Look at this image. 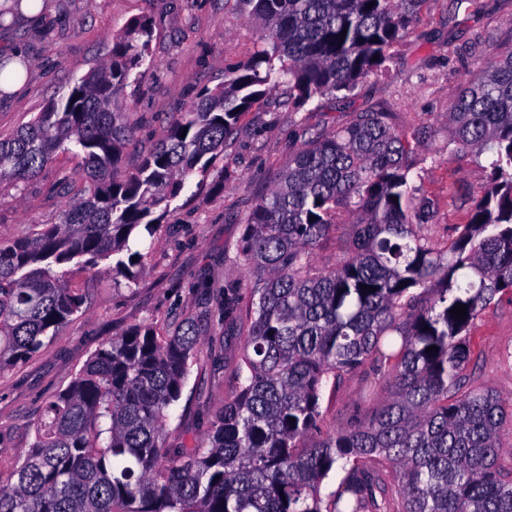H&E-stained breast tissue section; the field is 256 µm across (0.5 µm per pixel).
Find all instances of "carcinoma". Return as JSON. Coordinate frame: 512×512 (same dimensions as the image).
Masks as SVG:
<instances>
[{
  "mask_svg": "<svg viewBox=\"0 0 512 512\" xmlns=\"http://www.w3.org/2000/svg\"><path fill=\"white\" fill-rule=\"evenodd\" d=\"M425 2L242 0L263 49L223 86L201 90L122 174L135 131L126 89L153 40L150 18L131 20L109 59L0 138V184L36 177L66 144L83 159L59 223L0 240V371L33 358L87 309L73 273L137 281L144 255L130 240L153 236L186 184L209 176L271 81L288 84L291 106L352 91L386 69L387 49ZM484 53L448 113V153H491L490 184L450 245L422 234L430 202L417 196L411 144L388 114L359 112L316 135L245 224L237 252L252 287L246 303L224 293V342L241 338L247 375L202 416L204 446L166 443L170 409L200 359L199 320L133 325L47 406L0 483V512H512L499 443L512 404L464 375L472 326L512 292V49ZM343 212L354 231L326 271L312 251ZM457 304L467 307L462 320L450 313ZM366 366L390 390L367 416L320 435L323 389ZM338 465L345 476L322 494Z\"/></svg>",
  "mask_w": 512,
  "mask_h": 512,
  "instance_id": "obj_1",
  "label": "carcinoma"
}]
</instances>
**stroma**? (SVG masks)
<instances>
[{
    "mask_svg": "<svg viewBox=\"0 0 512 512\" xmlns=\"http://www.w3.org/2000/svg\"><path fill=\"white\" fill-rule=\"evenodd\" d=\"M55 18L45 28L17 18L0 21V60L22 50L27 81L13 95L0 93V137L29 122L112 51V38L136 17H150L154 37L148 66L127 102L137 122L126 167L138 163L170 121L205 88L223 84L228 69L244 64L263 43L239 0H49ZM512 44V0H428L412 35L394 43L386 72L361 78L348 98L316 97L288 108L280 85L238 123L223 159L204 184L188 183L165 215L154 240H142L143 274L137 285L106 273L75 277L88 289L87 310L65 326L37 357L0 372V472L8 473L34 441L48 404L73 380L90 354L112 336L139 323L166 325L198 311L201 281L215 290L231 286L250 295V275L237 253L257 196L272 187L290 155L301 149L302 130L321 133L349 123L359 112H386L415 138L411 179L434 205L423 227L433 243L450 239L490 177L488 157L452 156L454 130L446 116L469 76L484 62L479 41ZM80 157L58 150L41 173L19 185L0 184V239L31 233L59 221L70 200L61 182ZM241 349L233 343L215 362L191 368L169 421L170 444L194 447L204 431L200 409H220L236 392ZM470 383L512 403V293L497 295L470 332L466 365ZM389 383L369 369L348 376L321 400L322 432L367 415Z\"/></svg>",
    "mask_w": 512,
    "mask_h": 512,
    "instance_id": "obj_1",
    "label": "stroma"
}]
</instances>
